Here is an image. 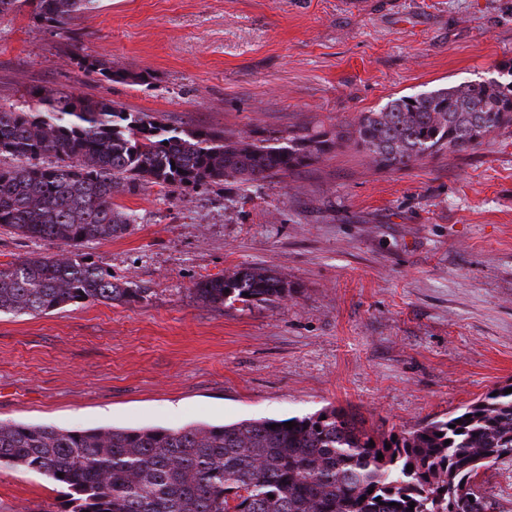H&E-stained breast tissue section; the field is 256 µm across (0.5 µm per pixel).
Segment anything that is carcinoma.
Returning <instances> with one entry per match:
<instances>
[{"label": "carcinoma", "mask_w": 512, "mask_h": 512, "mask_svg": "<svg viewBox=\"0 0 512 512\" xmlns=\"http://www.w3.org/2000/svg\"><path fill=\"white\" fill-rule=\"evenodd\" d=\"M96 0H0V15L61 27ZM81 67L129 76L91 56ZM512 123V82H463L364 112L336 139L379 170L401 171L442 150L473 151ZM333 141L320 132L281 145L199 130L181 136L144 112L72 92H29L0 106V226L58 246L0 268V312L46 314L81 302L130 303L148 289L112 279L80 248L126 234L136 214L114 203L145 185L189 187L288 176ZM53 155L43 166L33 159ZM205 304L288 299V283L263 268L235 269L192 288ZM487 393L445 420L396 435L354 413L324 408L279 419L170 428L60 430L0 423V465L37 472L60 488L64 512H488L479 471L512 458V392ZM275 428H270V425ZM383 458H378V455ZM412 471H407L408 465ZM62 476H57V473ZM415 507H409V504Z\"/></svg>", "instance_id": "obj_1"}]
</instances>
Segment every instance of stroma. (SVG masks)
I'll return each instance as SVG.
<instances>
[{
    "instance_id": "1",
    "label": "stroma",
    "mask_w": 512,
    "mask_h": 512,
    "mask_svg": "<svg viewBox=\"0 0 512 512\" xmlns=\"http://www.w3.org/2000/svg\"><path fill=\"white\" fill-rule=\"evenodd\" d=\"M86 55L148 79L86 74ZM510 59L512 0H101L63 28L0 16V105L73 92L273 145L335 137L404 95L510 82ZM116 201L137 224L84 252L148 298L1 313L0 422L178 428L336 406L398 433L512 383V124L404 171L345 144L287 177ZM243 266L288 300L194 297ZM478 483L489 512H512V462ZM60 510L51 480L0 466V512Z\"/></svg>"
}]
</instances>
